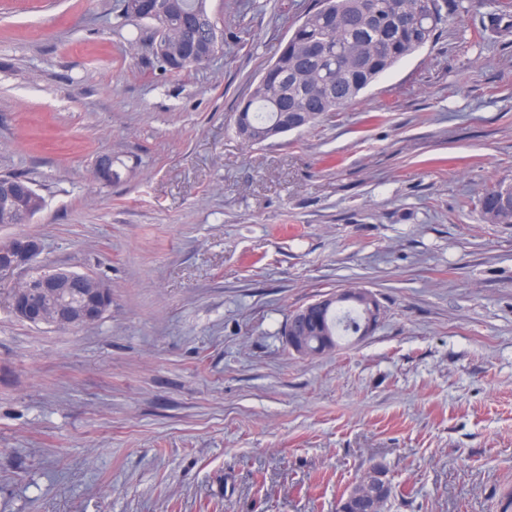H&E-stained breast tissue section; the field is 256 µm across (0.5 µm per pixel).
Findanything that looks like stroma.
Masks as SVG:
<instances>
[{"label":"stroma","instance_id":"35a3bbf8","mask_svg":"<svg viewBox=\"0 0 512 512\" xmlns=\"http://www.w3.org/2000/svg\"><path fill=\"white\" fill-rule=\"evenodd\" d=\"M112 2L0 0V175L45 199L0 240L112 287L64 331L16 318L0 276V512H335L375 463L388 512H502L512 224L478 197L512 181V12L439 0L356 106L251 145L235 108L315 0H212L224 54L180 75ZM352 286L375 329L289 354L290 313Z\"/></svg>","mask_w":512,"mask_h":512}]
</instances>
